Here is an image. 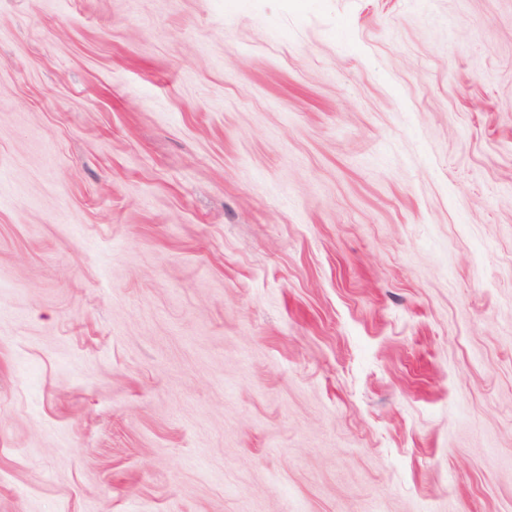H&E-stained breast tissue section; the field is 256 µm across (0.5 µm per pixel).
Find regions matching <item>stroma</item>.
<instances>
[{
    "label": "stroma",
    "instance_id": "stroma-1",
    "mask_svg": "<svg viewBox=\"0 0 512 512\" xmlns=\"http://www.w3.org/2000/svg\"><path fill=\"white\" fill-rule=\"evenodd\" d=\"M0 512H512V0H0Z\"/></svg>",
    "mask_w": 512,
    "mask_h": 512
}]
</instances>
